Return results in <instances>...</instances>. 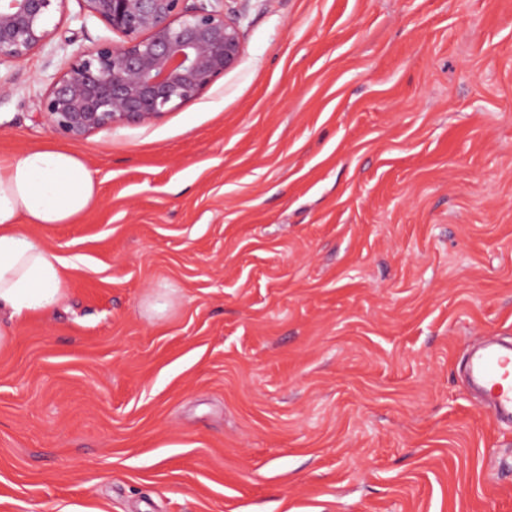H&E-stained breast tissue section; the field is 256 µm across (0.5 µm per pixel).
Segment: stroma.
<instances>
[{
	"label": "stroma",
	"instance_id": "1",
	"mask_svg": "<svg viewBox=\"0 0 512 512\" xmlns=\"http://www.w3.org/2000/svg\"><path fill=\"white\" fill-rule=\"evenodd\" d=\"M246 52L160 119L73 140L38 100L112 32L66 0L0 63V161L98 194L30 226L57 308L0 348V512H512V0H226ZM472 383L483 391L487 404L498 419L512 417V347L489 344L470 359Z\"/></svg>",
	"mask_w": 512,
	"mask_h": 512
}]
</instances>
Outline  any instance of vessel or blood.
Listing matches in <instances>:
<instances>
[{"label": "vessel or blood", "instance_id": "vessel-or-blood-1", "mask_svg": "<svg viewBox=\"0 0 512 512\" xmlns=\"http://www.w3.org/2000/svg\"><path fill=\"white\" fill-rule=\"evenodd\" d=\"M469 368L472 383L483 391L497 418H511L512 347L487 345L473 353Z\"/></svg>", "mask_w": 512, "mask_h": 512}]
</instances>
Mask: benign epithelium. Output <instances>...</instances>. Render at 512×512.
I'll return each instance as SVG.
<instances>
[{
	"label": "benign epithelium",
	"instance_id": "1",
	"mask_svg": "<svg viewBox=\"0 0 512 512\" xmlns=\"http://www.w3.org/2000/svg\"><path fill=\"white\" fill-rule=\"evenodd\" d=\"M65 0H0V63L46 44ZM91 17L122 35L75 54L44 93L39 112L80 139L158 119L197 99L245 54L224 0H83Z\"/></svg>",
	"mask_w": 512,
	"mask_h": 512
}]
</instances>
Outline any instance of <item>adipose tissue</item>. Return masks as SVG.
<instances>
[{"label":"adipose tissue","instance_id":"1","mask_svg":"<svg viewBox=\"0 0 512 512\" xmlns=\"http://www.w3.org/2000/svg\"><path fill=\"white\" fill-rule=\"evenodd\" d=\"M97 195L76 154L46 143L0 164V346L14 319L58 307L65 298L66 262L26 227L71 223Z\"/></svg>","mask_w":512,"mask_h":512}]
</instances>
